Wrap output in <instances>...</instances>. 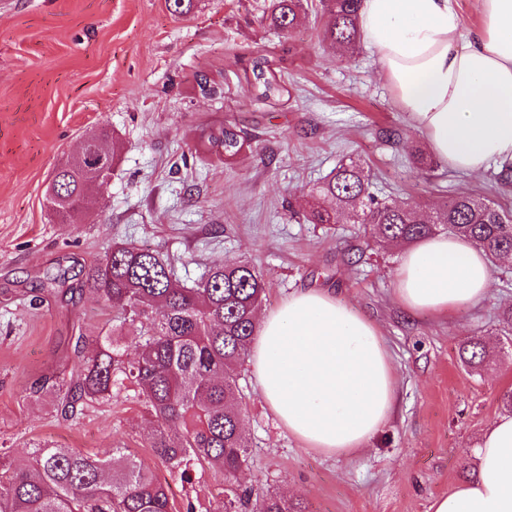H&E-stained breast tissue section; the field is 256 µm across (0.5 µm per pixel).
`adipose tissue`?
I'll list each match as a JSON object with an SVG mask.
<instances>
[{"label": "adipose tissue", "mask_w": 512, "mask_h": 512, "mask_svg": "<svg viewBox=\"0 0 512 512\" xmlns=\"http://www.w3.org/2000/svg\"><path fill=\"white\" fill-rule=\"evenodd\" d=\"M478 7L466 39L453 0H363L359 14L411 127L445 167L470 175L512 162V0ZM491 282L482 249L436 234L404 251L393 291L408 314L446 316L485 299ZM249 357L272 412L304 447L360 450L393 413L396 374L378 327L328 291H299L264 314ZM474 453L477 478L434 498L431 512H512V414Z\"/></svg>", "instance_id": "obj_1"}]
</instances>
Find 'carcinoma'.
I'll return each mask as SVG.
<instances>
[{
  "label": "carcinoma",
  "mask_w": 512,
  "mask_h": 512,
  "mask_svg": "<svg viewBox=\"0 0 512 512\" xmlns=\"http://www.w3.org/2000/svg\"><path fill=\"white\" fill-rule=\"evenodd\" d=\"M362 0H320L323 38L347 55L360 44L357 20ZM304 0H274L268 25L283 34L295 28ZM253 92L274 97L284 89L268 56L251 60ZM206 147L234 158L250 147L231 125L210 132ZM371 170L348 160L319 183L317 196L330 198L328 210L310 205L312 224L341 220L364 227L387 244H411L446 232L473 241L491 261L512 252V208L469 194L449 199L423 216L407 202L386 200L370 192ZM53 181L64 199L46 198L60 224L96 207V181L81 161L68 158ZM112 262L89 269L85 285L117 307L123 322L140 338L137 356L123 358L116 336H100L93 355L81 368L52 383L62 393L61 413L72 418L84 406L112 399L130 383L156 423L150 447L173 472L191 480V462L205 461L233 476L246 463L248 442L241 431L245 413L239 372L256 329V312L266 283L248 260L211 268L193 287L180 284L159 253L133 244L112 247ZM464 363L477 368L485 357L478 341L463 346ZM252 490H229L224 512H249ZM0 512H170L166 487L124 448L104 460L68 448L36 447L27 462L0 468ZM259 512H303L283 498L267 495Z\"/></svg>",
  "instance_id": "carcinoma-1"
}]
</instances>
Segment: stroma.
<instances>
[{
    "label": "stroma",
    "instance_id": "1",
    "mask_svg": "<svg viewBox=\"0 0 512 512\" xmlns=\"http://www.w3.org/2000/svg\"><path fill=\"white\" fill-rule=\"evenodd\" d=\"M271 0H0V463L34 447L110 458L123 448L168 489L172 512H224L228 485L301 503L304 512H430L433 499L477 475L472 447L506 414L512 391V264H495L491 296L450 316L408 317L393 294L403 246L358 224L305 221L310 192L343 159L368 166L381 198L430 209L458 193L512 208L499 166L469 176L410 156V127L375 52L347 57L324 41L316 8L292 35L265 21ZM273 57L284 93L255 99L250 59ZM253 140L235 160L206 150L213 128ZM105 128L123 144L95 211L59 224L45 206L51 175L83 136ZM158 252L192 285L215 265L252 262L267 282L263 311L293 292L328 290L377 324L396 372V407L367 449L327 455L302 447L263 399L250 365L249 459L233 478L195 465L191 482L155 457V424L132 393L63 419L42 384L77 370L96 337L138 338L85 285L113 244ZM481 340L480 371L459 349Z\"/></svg>",
    "mask_w": 512,
    "mask_h": 512
}]
</instances>
